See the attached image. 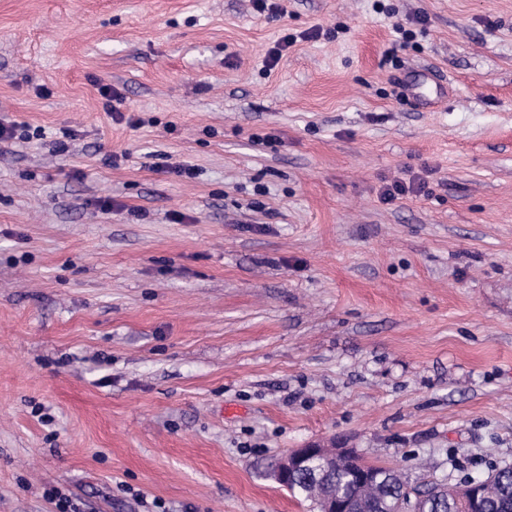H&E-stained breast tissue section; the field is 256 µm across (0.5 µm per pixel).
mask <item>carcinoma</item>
<instances>
[{
    "instance_id": "1",
    "label": "carcinoma",
    "mask_w": 512,
    "mask_h": 512,
    "mask_svg": "<svg viewBox=\"0 0 512 512\" xmlns=\"http://www.w3.org/2000/svg\"><path fill=\"white\" fill-rule=\"evenodd\" d=\"M379 482L374 485H361L349 473L327 471L323 463L314 464L313 473L295 481L293 494L317 503L313 493L314 482L324 494H337L344 498L350 512H395L397 503L406 496L405 481L394 468L384 465L374 466ZM483 482L486 496L483 512H512V467H492L481 477H467L464 483ZM414 490L421 495L420 504L424 512H463L464 505L456 504L440 492L439 482L424 477L414 484Z\"/></svg>"
}]
</instances>
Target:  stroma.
Returning a JSON list of instances; mask_svg holds the SVG:
<instances>
[{"label": "stroma", "mask_w": 512, "mask_h": 512, "mask_svg": "<svg viewBox=\"0 0 512 512\" xmlns=\"http://www.w3.org/2000/svg\"><path fill=\"white\" fill-rule=\"evenodd\" d=\"M275 2L0 0V512L512 466V0ZM314 459H320L333 467H347L360 482L367 481L370 476V464L360 458L356 449L350 448L346 442L336 440L330 445L308 442L289 450L277 458L274 464H268H273L270 476L279 486L291 491L290 487L296 475ZM322 462L314 464L311 476L297 479L292 491L294 495L310 501L317 509L318 502L313 487L318 477L322 494L336 493L324 500L321 512H347L344 502L336 499L337 495L347 501L350 512H393L397 503L406 496L405 481L392 467L374 465L379 482L374 485H361L348 472L326 471Z\"/></svg>", "instance_id": "1"}]
</instances>
